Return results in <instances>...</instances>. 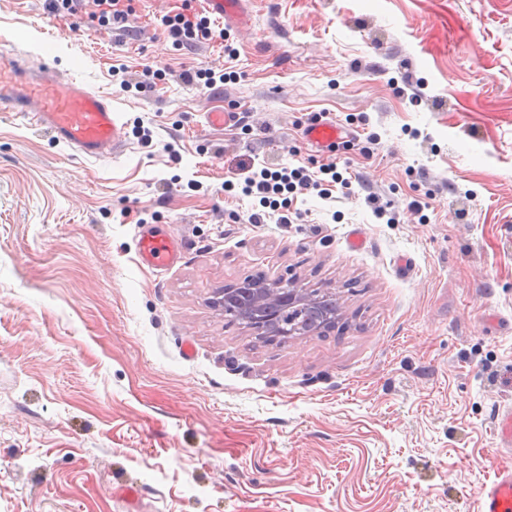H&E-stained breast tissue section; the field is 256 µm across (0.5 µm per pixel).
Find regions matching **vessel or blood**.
I'll return each mask as SVG.
<instances>
[{
  "mask_svg": "<svg viewBox=\"0 0 512 512\" xmlns=\"http://www.w3.org/2000/svg\"><path fill=\"white\" fill-rule=\"evenodd\" d=\"M200 13L220 20L240 19L239 0H197ZM0 111L18 112L29 124L55 134L59 143L94 159L108 158L124 143L120 112L108 96L93 93L72 82L61 86L52 70L33 73L8 45L0 44ZM344 132L333 122L308 126L305 140L312 146L331 149ZM179 248L169 236L144 232L138 256L143 266L167 270L177 259ZM481 512H512V471H498L481 492Z\"/></svg>",
  "mask_w": 512,
  "mask_h": 512,
  "instance_id": "b4317fda",
  "label": "vessel or blood"
}]
</instances>
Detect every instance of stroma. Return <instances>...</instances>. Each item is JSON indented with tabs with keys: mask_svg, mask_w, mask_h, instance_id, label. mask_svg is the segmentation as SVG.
<instances>
[{
	"mask_svg": "<svg viewBox=\"0 0 512 512\" xmlns=\"http://www.w3.org/2000/svg\"><path fill=\"white\" fill-rule=\"evenodd\" d=\"M241 9L237 80L200 89L179 75L221 46L177 49L148 0L129 38L0 0V42L126 123L96 160L0 112V512H478L512 468V0ZM122 65L166 78L125 90ZM219 107L254 120L207 127ZM319 121L349 143L311 147ZM331 161L350 194L245 223L240 166ZM147 229L183 260L141 268ZM255 274L332 289L335 329L268 344L228 322L216 289Z\"/></svg>",
	"mask_w": 512,
	"mask_h": 512,
	"instance_id": "stroma-1",
	"label": "stroma"
}]
</instances>
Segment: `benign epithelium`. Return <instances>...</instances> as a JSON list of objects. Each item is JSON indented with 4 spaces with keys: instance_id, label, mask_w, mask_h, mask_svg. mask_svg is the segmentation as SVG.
Segmentation results:
<instances>
[{
    "instance_id": "7a95c632",
    "label": "benign epithelium",
    "mask_w": 512,
    "mask_h": 512,
    "mask_svg": "<svg viewBox=\"0 0 512 512\" xmlns=\"http://www.w3.org/2000/svg\"><path fill=\"white\" fill-rule=\"evenodd\" d=\"M333 295L328 291L314 292L297 288L290 283L273 282L246 283L217 291V304H232L250 314L247 326L259 339L266 342L279 340L283 336H310L335 328L336 317H326L320 326H309L307 314L320 308L322 295Z\"/></svg>"
}]
</instances>
